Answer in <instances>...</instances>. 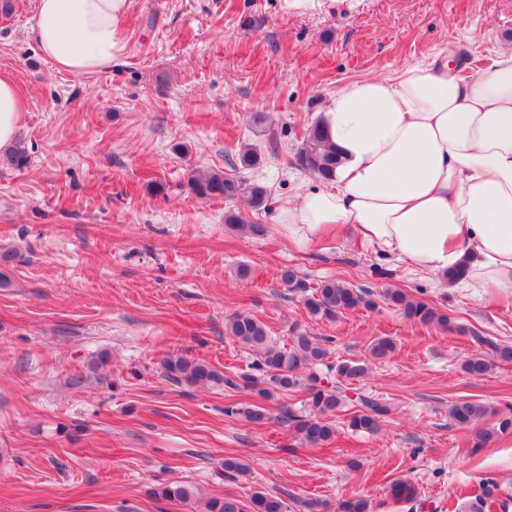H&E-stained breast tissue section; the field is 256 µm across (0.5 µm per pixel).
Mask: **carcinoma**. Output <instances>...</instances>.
Wrapping results in <instances>:
<instances>
[{
  "label": "carcinoma",
  "mask_w": 512,
  "mask_h": 512,
  "mask_svg": "<svg viewBox=\"0 0 512 512\" xmlns=\"http://www.w3.org/2000/svg\"><path fill=\"white\" fill-rule=\"evenodd\" d=\"M28 160L27 150L21 142L0 158L4 164L17 169L25 167ZM294 163L323 181L332 176L336 167V153L326 141L320 123L310 127L306 144L294 155ZM188 186L191 193L200 199L233 200L245 197L256 211L265 209L269 199L266 186L217 171L191 173ZM224 223L253 236H262L266 232V225L250 223L232 212L225 214ZM282 280L305 293V309L319 320H333L344 312L375 306L371 292L346 281L323 280L311 288L299 280L291 269L283 273ZM381 298L402 310L409 320L448 328V315L427 302L412 298L401 289L386 288ZM225 331L257 357V373L233 377L206 360L171 353L160 362L163 378L174 385L223 387L232 392L246 390L263 400H271L280 392H293L302 388L307 392L309 411L303 413L289 410L285 417L288 427L301 442L309 446L321 445L332 438L335 427L331 416L347 406L351 407L347 426L355 432L376 433L389 415V406L370 395L359 393L354 399L349 397L354 386L368 373V362L346 360L336 363L334 367L325 365L328 350L318 337L307 330L294 326L290 336L291 345L287 348L279 347L272 342L267 326L260 319L239 312L227 320ZM472 339L476 344L488 348L493 359H488L479 351L466 356L462 370L469 376L483 377L495 360L512 363L511 344L495 343L476 332ZM394 348L395 343L391 338L380 337L369 346V357L383 358ZM323 365L330 371L336 370V382L325 385L315 373L307 376L303 374L305 368L311 370ZM230 411L251 423H262L267 419L266 409L252 402H236L230 405ZM486 414L485 406L470 400L456 401L448 410L451 421L461 428L473 427ZM511 429L512 417L504 415L498 427L486 429L477 435L475 446L484 448L493 443L499 434ZM222 471L225 481L236 482L248 474L249 464L236 457H226ZM389 493L398 500H413L417 497L415 487L400 479L389 485ZM197 494V487L190 483L170 484L158 491L160 497L180 502L190 501ZM287 508L281 496L261 490L252 492L244 503L231 496L211 498L206 502L207 512H287ZM336 512H371L370 501L362 496L345 498L337 503Z\"/></svg>",
  "instance_id": "cac0c4a2"
}]
</instances>
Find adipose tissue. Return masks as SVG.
I'll use <instances>...</instances> for the list:
<instances>
[{"label": "adipose tissue", "mask_w": 512, "mask_h": 512, "mask_svg": "<svg viewBox=\"0 0 512 512\" xmlns=\"http://www.w3.org/2000/svg\"><path fill=\"white\" fill-rule=\"evenodd\" d=\"M130 0H38L32 34L62 72L111 67ZM24 110L0 75V148ZM321 126L339 162L326 186L282 204L276 221L309 244L350 224L362 240L411 271H463L485 300L512 295V50L459 76L414 64L347 83Z\"/></svg>", "instance_id": "1"}]
</instances>
